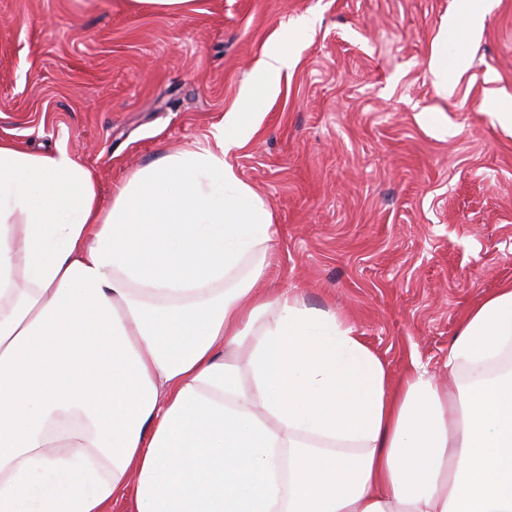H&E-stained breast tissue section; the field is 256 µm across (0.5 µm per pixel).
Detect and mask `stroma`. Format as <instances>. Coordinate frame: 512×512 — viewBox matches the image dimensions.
Returning a JSON list of instances; mask_svg holds the SVG:
<instances>
[{"label":"stroma","mask_w":512,"mask_h":512,"mask_svg":"<svg viewBox=\"0 0 512 512\" xmlns=\"http://www.w3.org/2000/svg\"><path fill=\"white\" fill-rule=\"evenodd\" d=\"M457 0H0V138L65 147L98 175L102 206L162 154L212 131L265 47L316 25L227 162L274 215L262 288H297L345 316L402 376L453 384L465 312L512 283V0L429 68Z\"/></svg>","instance_id":"obj_1"}]
</instances>
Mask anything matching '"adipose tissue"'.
<instances>
[{"mask_svg": "<svg viewBox=\"0 0 512 512\" xmlns=\"http://www.w3.org/2000/svg\"><path fill=\"white\" fill-rule=\"evenodd\" d=\"M313 24L266 47L215 148L163 154L110 208L66 149L0 140V512H512V284L463 317L454 393L255 287L272 213L226 156Z\"/></svg>", "mask_w": 512, "mask_h": 512, "instance_id": "ef3b65f1", "label": "adipose tissue"}]
</instances>
